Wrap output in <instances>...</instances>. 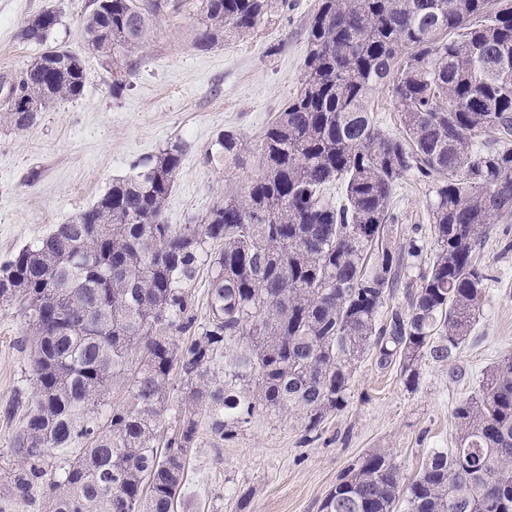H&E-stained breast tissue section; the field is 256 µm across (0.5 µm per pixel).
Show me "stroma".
I'll return each instance as SVG.
<instances>
[{"mask_svg": "<svg viewBox=\"0 0 512 512\" xmlns=\"http://www.w3.org/2000/svg\"><path fill=\"white\" fill-rule=\"evenodd\" d=\"M90 0H0V78L19 74L37 53L17 39L33 14L60 15L52 40L81 57V98L55 104L30 129L0 125V264L33 244L56 224L91 207L133 163L180 144L183 160L163 210L168 224L201 220L260 173L257 153L240 164H207L205 152L229 130L254 145L301 86L306 26L318 0H291L287 15L270 18L252 34L207 51L193 47V0L159 20L137 53L131 88L113 98L112 75L102 58L86 53L81 17ZM428 187L414 177L398 184L393 205L402 216L393 237L413 236L432 246ZM484 253L492 265L489 297L472 336L456 357L464 376L423 362L415 390L396 367L375 356L357 366L345 409L329 416L319 441H301L297 422L260 414L222 440L202 427L188 456V490L176 512H320L327 492L368 451L387 450L405 475H413L435 448H449L452 409L478 385L499 356L512 351V217L495 224ZM27 323L19 304L0 303V408L24 391L29 371Z\"/></svg>", "mask_w": 512, "mask_h": 512, "instance_id": "1", "label": "stroma"}]
</instances>
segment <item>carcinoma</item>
I'll return each mask as SVG.
<instances>
[{"instance_id": "obj_1", "label": "carcinoma", "mask_w": 512, "mask_h": 512, "mask_svg": "<svg viewBox=\"0 0 512 512\" xmlns=\"http://www.w3.org/2000/svg\"><path fill=\"white\" fill-rule=\"evenodd\" d=\"M288 7L197 0L194 47ZM180 8L91 0L84 45L119 71L112 96L131 87L157 19ZM58 24L46 10L21 27L42 52L0 81V124L27 130L83 95L82 61L49 44ZM306 42L300 90L257 144L260 176L200 223H164L182 157L172 145L0 265V302L28 318L41 399L0 464V512H175L201 415L224 439L260 412L292 413L309 444L346 407L365 354L414 388L422 361L448 363L471 335L487 302L481 248L512 213V0H319ZM380 84L397 105L395 134L366 107ZM246 149L222 132L205 158L224 166ZM408 175L431 194L428 256L393 239V190ZM204 265L199 323L190 288ZM175 374L185 391L172 401ZM111 383L126 390L118 405L105 400ZM452 419L454 448L431 451L411 480L371 450L320 512H512V353Z\"/></svg>"}]
</instances>
